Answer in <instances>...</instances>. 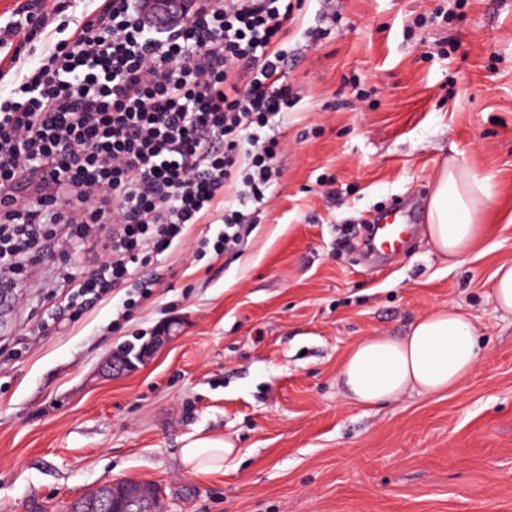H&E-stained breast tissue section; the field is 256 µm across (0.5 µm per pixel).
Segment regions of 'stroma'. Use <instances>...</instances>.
<instances>
[{
	"label": "stroma",
	"instance_id": "obj_1",
	"mask_svg": "<svg viewBox=\"0 0 512 512\" xmlns=\"http://www.w3.org/2000/svg\"><path fill=\"white\" fill-rule=\"evenodd\" d=\"M284 47L281 176L239 252L195 258L222 225H192L117 331L118 294L45 330L47 295L16 288L0 309V512H69L122 477L156 485L166 512H512V314L492 301L512 263V0H300ZM449 163L497 186L454 266L424 235ZM399 206L405 248L367 257L366 225ZM439 307L469 317L476 370L440 395L347 399L349 349ZM173 317L181 335L153 360L103 375ZM199 430L235 442L223 472L183 467Z\"/></svg>",
	"mask_w": 512,
	"mask_h": 512
}]
</instances>
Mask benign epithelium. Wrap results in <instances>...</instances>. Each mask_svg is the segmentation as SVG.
I'll return each instance as SVG.
<instances>
[{
  "label": "benign epithelium",
  "mask_w": 512,
  "mask_h": 512,
  "mask_svg": "<svg viewBox=\"0 0 512 512\" xmlns=\"http://www.w3.org/2000/svg\"><path fill=\"white\" fill-rule=\"evenodd\" d=\"M191 0H154L148 6L147 15L153 17L160 11L167 15L170 24L185 22L190 14ZM181 326V320L172 319L161 323L156 334L143 345L133 358L122 352L110 356L107 372L123 375L137 371L152 360L163 346L171 342ZM123 501L133 512H162L160 495L154 485L141 480H117L97 486L90 493L75 499L70 512H112L113 501Z\"/></svg>",
  "instance_id": "1"
}]
</instances>
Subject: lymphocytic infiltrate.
Instances as JSON below:
<instances>
[{
  "instance_id": "f902f5d3",
  "label": "lymphocytic infiltrate",
  "mask_w": 512,
  "mask_h": 512,
  "mask_svg": "<svg viewBox=\"0 0 512 512\" xmlns=\"http://www.w3.org/2000/svg\"><path fill=\"white\" fill-rule=\"evenodd\" d=\"M25 0L0 24V280L38 287L31 267L73 241L108 257L58 267L69 316L118 290L117 316L149 299L144 268L220 214L214 255L238 249L250 205L277 181L275 120L291 90L282 47L291 0H198L157 30L140 0ZM239 206L220 210L227 183Z\"/></svg>"
}]
</instances>
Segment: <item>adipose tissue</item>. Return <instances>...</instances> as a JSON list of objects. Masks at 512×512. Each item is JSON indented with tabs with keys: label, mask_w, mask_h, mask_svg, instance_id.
Wrapping results in <instances>:
<instances>
[{
	"label": "adipose tissue",
	"mask_w": 512,
	"mask_h": 512,
	"mask_svg": "<svg viewBox=\"0 0 512 512\" xmlns=\"http://www.w3.org/2000/svg\"><path fill=\"white\" fill-rule=\"evenodd\" d=\"M495 195L489 178L461 165L445 166L427 203L428 244L449 263H458L480 239L483 216ZM479 356L466 316L442 308L421 315L404 336H370L357 343L346 355L340 377L351 400L376 405L409 391H446L474 372ZM234 451L229 439L197 433L181 448V463L209 475L223 471L225 457Z\"/></svg>",
	"instance_id": "ef3b65f1"
}]
</instances>
